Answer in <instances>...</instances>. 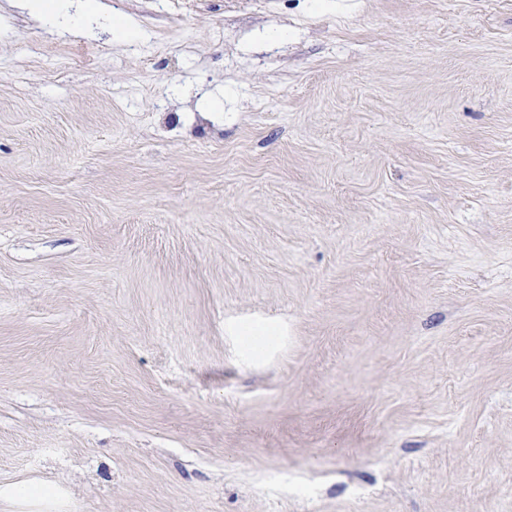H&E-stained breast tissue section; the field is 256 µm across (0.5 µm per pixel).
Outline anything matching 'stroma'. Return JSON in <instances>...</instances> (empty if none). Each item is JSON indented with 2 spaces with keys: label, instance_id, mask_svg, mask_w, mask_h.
<instances>
[{
  "label": "stroma",
  "instance_id": "stroma-1",
  "mask_svg": "<svg viewBox=\"0 0 512 512\" xmlns=\"http://www.w3.org/2000/svg\"><path fill=\"white\" fill-rule=\"evenodd\" d=\"M0 0V512H512V0Z\"/></svg>",
  "mask_w": 512,
  "mask_h": 512
}]
</instances>
